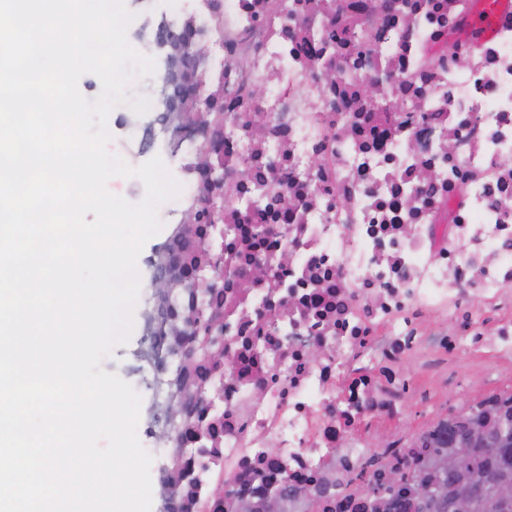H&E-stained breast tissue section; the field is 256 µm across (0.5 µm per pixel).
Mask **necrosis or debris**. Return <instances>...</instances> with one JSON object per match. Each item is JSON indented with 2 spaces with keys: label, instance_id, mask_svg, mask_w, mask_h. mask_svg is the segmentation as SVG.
Instances as JSON below:
<instances>
[{
  "label": "necrosis or debris",
  "instance_id": "1",
  "mask_svg": "<svg viewBox=\"0 0 512 512\" xmlns=\"http://www.w3.org/2000/svg\"><path fill=\"white\" fill-rule=\"evenodd\" d=\"M172 2L164 36L210 51L198 98L170 88L191 123L154 130L186 160L164 207L202 218L153 268L209 294L179 287L132 368L161 512L284 485L368 512L360 476L425 461L409 404L458 358L512 368V0L484 34L481 0Z\"/></svg>",
  "mask_w": 512,
  "mask_h": 512
}]
</instances>
